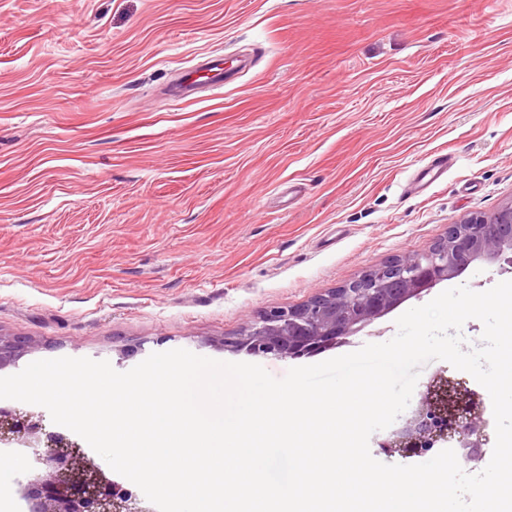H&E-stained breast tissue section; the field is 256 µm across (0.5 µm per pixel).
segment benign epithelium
Returning <instances> with one entry per match:
<instances>
[{
	"label": "benign epithelium",
	"mask_w": 512,
	"mask_h": 512,
	"mask_svg": "<svg viewBox=\"0 0 512 512\" xmlns=\"http://www.w3.org/2000/svg\"><path fill=\"white\" fill-rule=\"evenodd\" d=\"M478 260L512 267V201L490 215L449 225L425 252L399 255L297 308L262 314L243 334L224 342V350L298 359L335 348L405 301L459 277ZM25 348L0 338V368L16 362ZM483 414V400L465 379L435 377L403 422L383 438L381 451L408 455L420 447L425 453L443 441L468 460L490 442ZM2 444H18L32 459L34 469L20 484L26 512H152L108 479L78 443L47 430L41 418L1 410Z\"/></svg>",
	"instance_id": "obj_1"
}]
</instances>
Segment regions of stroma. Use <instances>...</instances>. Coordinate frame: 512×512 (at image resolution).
Masks as SVG:
<instances>
[{
  "label": "stroma",
  "instance_id": "1",
  "mask_svg": "<svg viewBox=\"0 0 512 512\" xmlns=\"http://www.w3.org/2000/svg\"><path fill=\"white\" fill-rule=\"evenodd\" d=\"M223 59L189 96L183 75ZM449 155L448 175L406 192ZM512 200V0H0V337L125 372ZM512 272L475 262L405 302ZM396 313L272 376L397 332ZM0 512L26 453L1 449Z\"/></svg>",
  "mask_w": 512,
  "mask_h": 512
}]
</instances>
